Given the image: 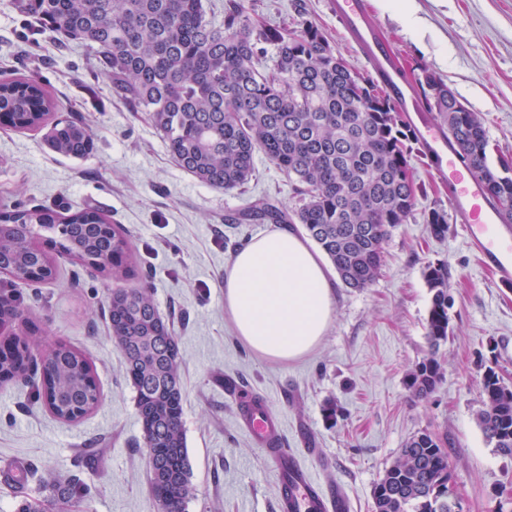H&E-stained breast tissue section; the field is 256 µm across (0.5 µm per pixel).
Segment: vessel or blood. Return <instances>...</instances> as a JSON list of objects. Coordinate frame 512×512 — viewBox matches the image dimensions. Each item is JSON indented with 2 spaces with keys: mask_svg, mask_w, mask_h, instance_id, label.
I'll list each match as a JSON object with an SVG mask.
<instances>
[{
  "mask_svg": "<svg viewBox=\"0 0 512 512\" xmlns=\"http://www.w3.org/2000/svg\"><path fill=\"white\" fill-rule=\"evenodd\" d=\"M340 16L349 35L367 51L379 80L390 91L397 109L417 111L418 105L396 66L386 41L368 18L365 0H340ZM441 172L450 173L454 210L466 231L471 247L488 263L500 281L512 280V232L496 226L497 215L471 172L459 164L455 149L437 131L424 138ZM241 427L276 466L280 479L278 512H333L332 499L320 490L309 469L285 450L281 418L252 390L239 388L234 394Z\"/></svg>",
  "mask_w": 512,
  "mask_h": 512,
  "instance_id": "1",
  "label": "vessel or blood"
}]
</instances>
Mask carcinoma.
Segmentation results:
<instances>
[{
    "label": "carcinoma",
    "instance_id": "1",
    "mask_svg": "<svg viewBox=\"0 0 512 512\" xmlns=\"http://www.w3.org/2000/svg\"><path fill=\"white\" fill-rule=\"evenodd\" d=\"M16 7L63 43L90 50L113 94L148 115L172 160L200 182L240 189L252 178L258 153L288 175L298 208L258 199L231 221L304 225L348 288H366L380 275L386 242L416 211L420 187L409 161L415 131L390 96L336 51L303 0H296L297 18L288 27L250 18L241 0H227L220 22L206 17L202 0H18ZM269 46L275 58L267 68ZM416 81L461 162L500 219L511 223L512 165L491 164L479 113L428 69ZM52 109L36 78L0 82L6 126L39 127ZM45 140L53 152L74 159L95 149L93 134L75 118L52 123ZM426 224L431 235H448L445 210L431 209ZM42 231L50 233L48 248L35 244ZM60 253L102 271L110 264L115 276L132 272L126 238L96 210L62 214L34 207L0 227V274L14 282L27 281L34 271L43 281L53 279ZM450 279L445 264L426 269L430 354L407 381L418 399L433 394L443 379L436 355L449 338ZM106 308L112 343L135 392L152 492L160 512H186L194 486L179 337L142 284L112 290ZM17 320L25 331L0 348V383L22 381L33 370L40 374L38 395L56 418L76 422L96 409L101 393L88 359L64 343L40 351V328L0 299V322ZM481 395L479 427L496 453L512 457V386L489 366ZM445 444L429 431L406 440L374 487L373 512H463L450 486ZM50 490L59 501L87 493L77 477Z\"/></svg>",
    "mask_w": 512,
    "mask_h": 512
}]
</instances>
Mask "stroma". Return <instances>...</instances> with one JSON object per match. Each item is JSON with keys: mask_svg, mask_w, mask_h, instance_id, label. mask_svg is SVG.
Listing matches in <instances>:
<instances>
[{"mask_svg": "<svg viewBox=\"0 0 512 512\" xmlns=\"http://www.w3.org/2000/svg\"><path fill=\"white\" fill-rule=\"evenodd\" d=\"M335 0H304L311 19L356 70L372 73L365 50L347 33ZM369 17L407 81L421 69L440 75L480 113L492 155L512 157V0H367ZM14 0H0V81L37 77L55 104L52 119L77 117L93 133L86 159L52 152L45 128L0 129V208H94L120 225L136 261L180 340L184 422L195 496L187 512H275L278 476L242 432L226 380L262 396L283 419L285 446L301 455L328 491H342L349 512H372V491L404 441L427 430L447 439L452 485L464 512H493L512 499V458L496 454L478 425L486 367L512 382V283L495 281L456 218L446 237L430 235V209L451 210V189L423 142L410 164L423 193L415 217L385 246L386 265L368 287L337 285L326 335L301 359L267 360L236 335L224 308V273L239 249L267 232L232 224L230 215L269 197L292 209L287 176L264 155L244 188H210L172 161L145 113L130 111L96 76L84 46L61 48L57 35ZM452 271V334L440 350L444 378L425 399L407 379L428 352V265ZM50 282L13 286L0 296L28 311L44 347L80 350L91 363L101 403L81 421L51 414L36 383L0 387V512H14L15 488L2 474L34 469L31 497L43 483L80 475L89 493L53 512H160L134 391L106 321V299L127 281L60 258ZM335 407L328 419L327 407ZM97 450L89 459L88 450Z\"/></svg>", "mask_w": 512, "mask_h": 512, "instance_id": "1", "label": "stroma"}]
</instances>
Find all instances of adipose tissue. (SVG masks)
<instances>
[{
  "label": "adipose tissue",
  "mask_w": 512,
  "mask_h": 512,
  "mask_svg": "<svg viewBox=\"0 0 512 512\" xmlns=\"http://www.w3.org/2000/svg\"><path fill=\"white\" fill-rule=\"evenodd\" d=\"M333 289L309 241L292 229H276L236 253L224 277V303L247 345L264 357L289 360L325 335Z\"/></svg>",
  "instance_id": "adipose-tissue-1"
}]
</instances>
